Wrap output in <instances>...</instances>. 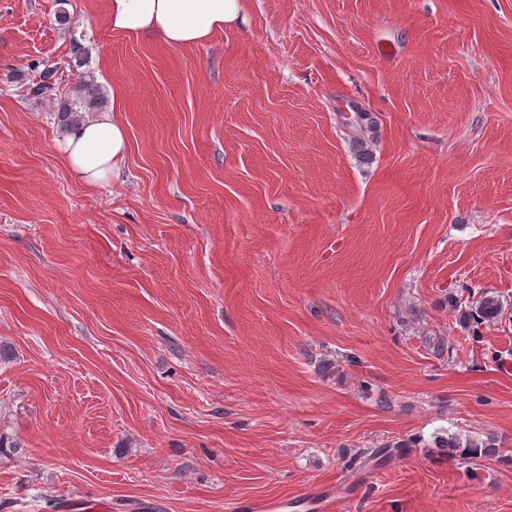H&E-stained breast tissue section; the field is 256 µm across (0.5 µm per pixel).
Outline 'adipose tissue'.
I'll return each instance as SVG.
<instances>
[{
    "mask_svg": "<svg viewBox=\"0 0 512 512\" xmlns=\"http://www.w3.org/2000/svg\"><path fill=\"white\" fill-rule=\"evenodd\" d=\"M242 10V0H107V23L116 34L155 36L168 46L189 48L234 25ZM120 109V102H113L110 110L75 127L58 145L69 168L88 184L106 183L126 154Z\"/></svg>",
    "mask_w": 512,
    "mask_h": 512,
    "instance_id": "adipose-tissue-1",
    "label": "adipose tissue"
}]
</instances>
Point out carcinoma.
I'll return each mask as SVG.
<instances>
[{"mask_svg":"<svg viewBox=\"0 0 512 512\" xmlns=\"http://www.w3.org/2000/svg\"><path fill=\"white\" fill-rule=\"evenodd\" d=\"M29 94L35 99L54 100L57 126L63 132L72 129L84 121L87 114L102 108L105 104L101 87L92 75L79 81L67 95L58 96L56 71L52 68H45L39 73V80L32 82L29 87ZM352 126L359 132L358 138H356L358 149L366 150L368 146L366 134L373 127L371 114L362 111L355 113ZM458 304H460V317L473 328L483 324H494L501 319L503 314L500 299L487 292L480 294L473 301L463 302L460 300ZM421 442L420 438H408L389 443L382 448L373 450L370 459L388 457L404 448H416ZM434 444L437 448L448 449L451 458L464 461L490 456L496 450L492 439L481 440L449 432L444 436L435 437Z\"/></svg>","mask_w":512,"mask_h":512,"instance_id":"cac0c4a2","label":"carcinoma"}]
</instances>
